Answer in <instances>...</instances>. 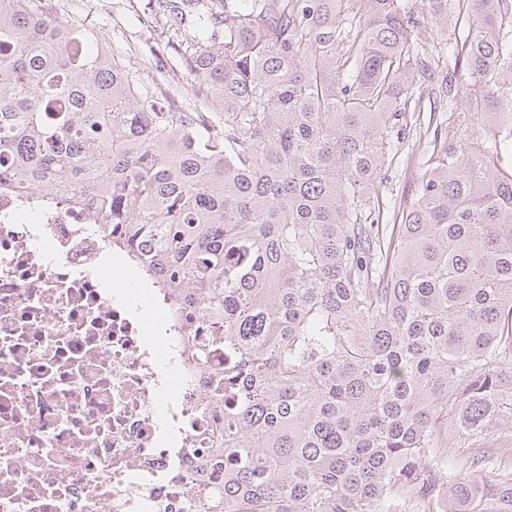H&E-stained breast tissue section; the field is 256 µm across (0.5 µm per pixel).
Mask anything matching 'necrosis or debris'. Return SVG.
<instances>
[{"mask_svg":"<svg viewBox=\"0 0 512 512\" xmlns=\"http://www.w3.org/2000/svg\"><path fill=\"white\" fill-rule=\"evenodd\" d=\"M108 253L80 205L0 186V512H205L204 316Z\"/></svg>","mask_w":512,"mask_h":512,"instance_id":"1","label":"necrosis or debris"}]
</instances>
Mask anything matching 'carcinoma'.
<instances>
[{"instance_id":"obj_1","label":"carcinoma","mask_w":512,"mask_h":512,"mask_svg":"<svg viewBox=\"0 0 512 512\" xmlns=\"http://www.w3.org/2000/svg\"><path fill=\"white\" fill-rule=\"evenodd\" d=\"M51 2L0 0V165L203 310L206 512H512V0H461L482 133L433 143L391 229L371 189L428 70L405 0H165L212 114ZM459 72L429 74L436 102Z\"/></svg>"}]
</instances>
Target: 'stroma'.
<instances>
[{
	"mask_svg": "<svg viewBox=\"0 0 512 512\" xmlns=\"http://www.w3.org/2000/svg\"><path fill=\"white\" fill-rule=\"evenodd\" d=\"M70 13L85 18L99 42L125 60L132 75L150 92L163 94L192 112L211 111V104L192 93L193 77L182 67L185 44L175 36L172 16L159 10L157 0H68ZM420 116L416 128L418 152L405 149L388 153L389 178L377 188L387 202H410L419 166L432 153L435 128L445 134L472 133L479 128L476 115L463 103L453 110L435 108L428 96L410 102Z\"/></svg>",
	"mask_w": 512,
	"mask_h": 512,
	"instance_id": "1",
	"label": "stroma"
}]
</instances>
